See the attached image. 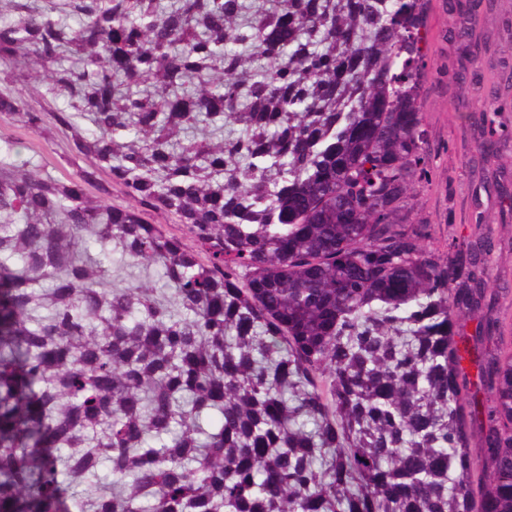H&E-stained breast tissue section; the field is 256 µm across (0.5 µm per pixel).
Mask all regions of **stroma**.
Listing matches in <instances>:
<instances>
[{
  "instance_id": "1",
  "label": "stroma",
  "mask_w": 512,
  "mask_h": 512,
  "mask_svg": "<svg viewBox=\"0 0 512 512\" xmlns=\"http://www.w3.org/2000/svg\"><path fill=\"white\" fill-rule=\"evenodd\" d=\"M419 105L426 129L425 173L407 220L430 227L443 251L484 235L491 239V282L498 288L504 336H512V0H430ZM13 73L0 92L20 94L46 110L68 112L85 132L90 117L69 98L35 81L22 60L0 62ZM0 161L75 178L88 160L72 142L43 136L0 117ZM482 228H475L476 218Z\"/></svg>"
}]
</instances>
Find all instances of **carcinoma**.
I'll return each mask as SVG.
<instances>
[{
  "label": "carcinoma",
  "mask_w": 512,
  "mask_h": 512,
  "mask_svg": "<svg viewBox=\"0 0 512 512\" xmlns=\"http://www.w3.org/2000/svg\"><path fill=\"white\" fill-rule=\"evenodd\" d=\"M427 2L283 0L245 24L241 0L18 5L0 60L50 65L96 133L55 115L91 159L76 180L0 167V512H512L490 241L443 257L407 221ZM0 114L43 129L19 97ZM103 171L206 258L114 208ZM115 264L162 268L171 297L112 285Z\"/></svg>",
  "instance_id": "obj_1"
}]
</instances>
